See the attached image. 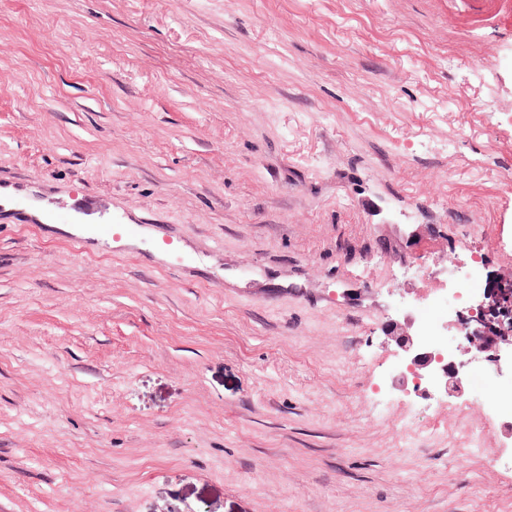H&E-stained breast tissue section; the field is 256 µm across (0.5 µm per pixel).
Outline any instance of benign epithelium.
Listing matches in <instances>:
<instances>
[{
  "label": "benign epithelium",
  "mask_w": 512,
  "mask_h": 512,
  "mask_svg": "<svg viewBox=\"0 0 512 512\" xmlns=\"http://www.w3.org/2000/svg\"><path fill=\"white\" fill-rule=\"evenodd\" d=\"M457 322L465 341L459 352L500 365L502 356L512 352V270L497 276L483 299L459 314ZM410 327L411 320L406 317L402 323L390 320L386 329L387 344L401 355L395 385L411 381L417 387L425 383L439 388L448 396L463 393L466 362L411 334Z\"/></svg>",
  "instance_id": "1"
}]
</instances>
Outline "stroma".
I'll use <instances>...</instances> for the list:
<instances>
[{"label": "stroma", "mask_w": 512, "mask_h": 512, "mask_svg": "<svg viewBox=\"0 0 512 512\" xmlns=\"http://www.w3.org/2000/svg\"><path fill=\"white\" fill-rule=\"evenodd\" d=\"M2 186L178 260L0 211V512H512L384 335L512 269V0H0Z\"/></svg>", "instance_id": "35a3bbf8"}]
</instances>
